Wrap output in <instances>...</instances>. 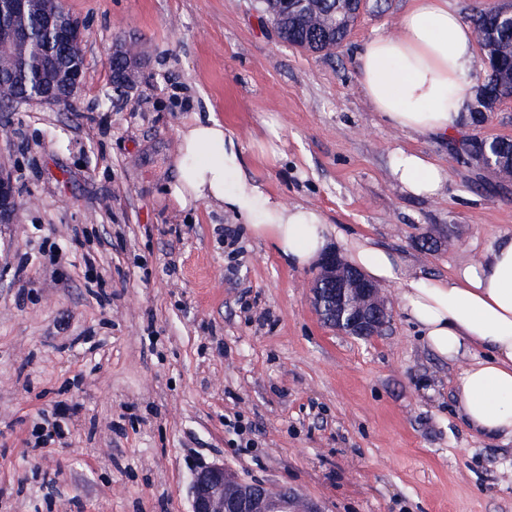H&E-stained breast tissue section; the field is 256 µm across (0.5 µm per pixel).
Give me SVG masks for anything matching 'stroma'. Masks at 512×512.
<instances>
[{"mask_svg": "<svg viewBox=\"0 0 512 512\" xmlns=\"http://www.w3.org/2000/svg\"><path fill=\"white\" fill-rule=\"evenodd\" d=\"M408 4L388 0L343 48L313 54L279 43L255 0H64L83 23L73 109L0 111V165L18 188L14 223H0V512H189L193 475L214 465L323 512H512V440L466 426L465 361L423 344L395 286L383 335H342L314 306L315 267L171 197L179 130L212 116L252 178L406 272L445 277L511 237L512 178L451 149L475 132L512 139V109L413 138L358 88V47L395 32ZM120 38L148 64L118 102ZM399 149L445 168L441 198L400 191ZM76 225L101 245L111 301L87 286ZM55 249L67 264L50 265ZM60 408L63 437L30 449L34 423Z\"/></svg>", "mask_w": 512, "mask_h": 512, "instance_id": "35a3bbf8", "label": "stroma"}]
</instances>
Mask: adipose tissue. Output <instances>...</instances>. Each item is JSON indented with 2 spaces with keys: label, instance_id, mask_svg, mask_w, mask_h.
Here are the masks:
<instances>
[{
  "label": "adipose tissue",
  "instance_id": "obj_1",
  "mask_svg": "<svg viewBox=\"0 0 512 512\" xmlns=\"http://www.w3.org/2000/svg\"><path fill=\"white\" fill-rule=\"evenodd\" d=\"M370 107L407 135L441 136L464 125L470 76L478 68L473 29L448 0H412L399 30L367 40L355 60ZM171 195L179 207L204 201L242 219L289 263L303 268L326 253L332 226L320 209L290 205L246 171L237 137L219 120L180 129ZM391 173L410 196L435 199L445 169L428 155L398 150ZM350 262L374 281L396 286L402 311L441 358L469 357L457 405L466 425L488 438H512V237L444 278L408 275L392 251L366 240L346 245Z\"/></svg>",
  "mask_w": 512,
  "mask_h": 512
}]
</instances>
